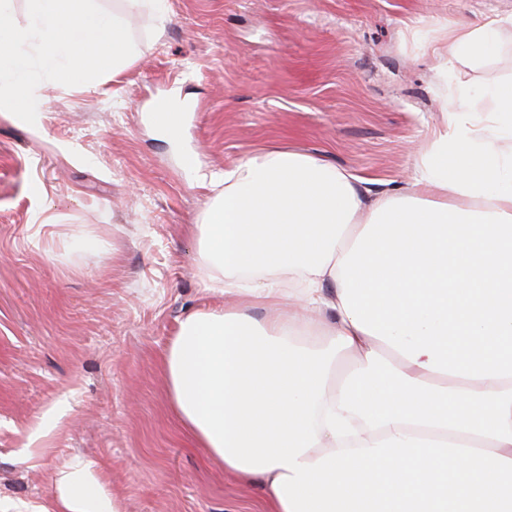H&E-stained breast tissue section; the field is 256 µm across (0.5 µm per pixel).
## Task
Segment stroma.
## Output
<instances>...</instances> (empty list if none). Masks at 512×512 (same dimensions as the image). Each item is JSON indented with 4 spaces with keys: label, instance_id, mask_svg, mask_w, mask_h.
Returning <instances> with one entry per match:
<instances>
[{
    "label": "stroma",
    "instance_id": "stroma-1",
    "mask_svg": "<svg viewBox=\"0 0 512 512\" xmlns=\"http://www.w3.org/2000/svg\"><path fill=\"white\" fill-rule=\"evenodd\" d=\"M139 54L116 76L42 83L40 121L0 110V512H50L72 459L121 512H268L169 399L184 316L222 304L199 242L221 172L274 146L324 157L369 197L408 185L442 89L424 44L512 0H98ZM512 77V48L449 84ZM180 88L181 135L155 105ZM96 248H77V237Z\"/></svg>",
    "mask_w": 512,
    "mask_h": 512
}]
</instances>
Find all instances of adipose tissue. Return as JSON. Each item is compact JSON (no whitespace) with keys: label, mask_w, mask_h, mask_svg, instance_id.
I'll return each mask as SVG.
<instances>
[{"label":"adipose tissue","mask_w":512,"mask_h":512,"mask_svg":"<svg viewBox=\"0 0 512 512\" xmlns=\"http://www.w3.org/2000/svg\"><path fill=\"white\" fill-rule=\"evenodd\" d=\"M511 34L512 14L444 28L439 79ZM414 172L370 199L270 150L225 171L200 227L226 302L182 319L169 395L269 512H512V80L442 97ZM54 489L55 512H119L81 463Z\"/></svg>","instance_id":"ef3b65f1"}]
</instances>
